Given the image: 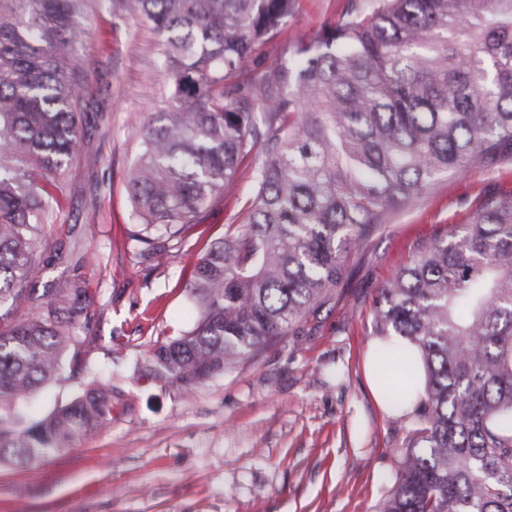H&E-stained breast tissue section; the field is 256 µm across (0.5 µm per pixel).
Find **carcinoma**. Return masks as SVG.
<instances>
[{
	"mask_svg": "<svg viewBox=\"0 0 512 512\" xmlns=\"http://www.w3.org/2000/svg\"><path fill=\"white\" fill-rule=\"evenodd\" d=\"M101 2L0 0V464L61 449L120 405L107 383L41 419L15 409L66 351L79 374L94 340H76L91 304L81 275L47 301L29 283L90 101L74 45ZM295 2L109 0L152 28L167 87L127 179L133 240L163 259L252 161L243 221L188 285L198 320L153 348V376L187 390L299 335L351 253L437 178L512 153V0H348L293 65L244 73ZM372 318L380 385L415 371L392 336L424 376L379 512H512V194L413 245Z\"/></svg>",
	"mask_w": 512,
	"mask_h": 512,
	"instance_id": "1",
	"label": "carcinoma"
}]
</instances>
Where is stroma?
<instances>
[{
	"label": "stroma",
	"instance_id": "35a3bbf8",
	"mask_svg": "<svg viewBox=\"0 0 512 512\" xmlns=\"http://www.w3.org/2000/svg\"><path fill=\"white\" fill-rule=\"evenodd\" d=\"M347 3L298 0L287 27L247 70L287 63L296 42ZM86 28L78 51L101 109L84 116L79 153L100 163L66 167L34 286L50 295L82 273L96 341L78 378L49 383L19 407L43 417L96 379L111 381L122 403L111 424L79 433L68 448L0 464V512H378L411 425L378 406L366 374L377 290L407 264L414 243L464 222L484 195L512 192V154L434 181L352 254L335 300L302 336L187 391L152 378V347L194 324L186 279L227 225L242 222L251 185L239 178L209 202L164 263L142 252L130 238L127 175L142 127L166 106L156 37L105 5ZM89 223L97 230L91 240ZM81 254L87 264L78 271Z\"/></svg>",
	"mask_w": 512,
	"mask_h": 512
}]
</instances>
